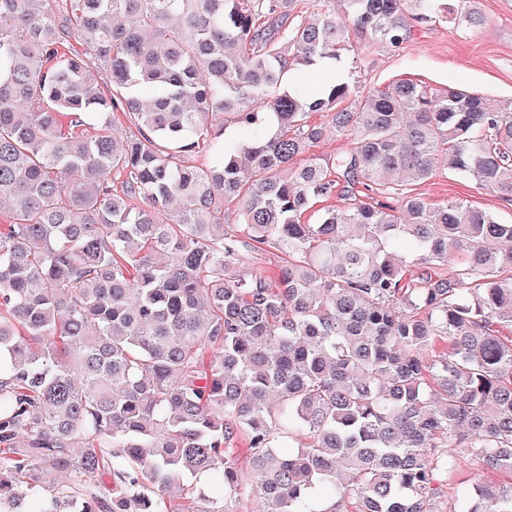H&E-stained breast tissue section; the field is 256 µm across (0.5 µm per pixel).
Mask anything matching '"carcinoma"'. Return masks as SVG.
Returning <instances> with one entry per match:
<instances>
[{
  "mask_svg": "<svg viewBox=\"0 0 512 512\" xmlns=\"http://www.w3.org/2000/svg\"><path fill=\"white\" fill-rule=\"evenodd\" d=\"M295 2L0 0V512H224L201 477L262 512H512V224L408 190L512 200V101L344 106L351 36L480 15ZM313 112L350 137L326 166ZM408 188L414 189L413 193L421 194L431 203L465 200L475 207L495 213L501 222L512 223V201L494 192L478 189L473 183L458 179L442 166L431 179ZM483 473L477 469L476 466L471 465L467 460L461 459L458 461L455 470L448 475V483L450 487H456L462 481L464 485L470 486L482 480Z\"/></svg>",
  "mask_w": 512,
  "mask_h": 512,
  "instance_id": "carcinoma-1",
  "label": "carcinoma"
}]
</instances>
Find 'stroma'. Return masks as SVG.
<instances>
[{"label":"stroma","instance_id":"35a3bbf8","mask_svg":"<svg viewBox=\"0 0 512 512\" xmlns=\"http://www.w3.org/2000/svg\"><path fill=\"white\" fill-rule=\"evenodd\" d=\"M484 22L476 30L455 29L447 20L414 23L401 48L368 39L354 40L348 65L361 93L410 80L442 90L457 83L493 103L512 101V0H475ZM415 193L432 203L464 200L512 223V201L476 188L439 168L416 184Z\"/></svg>","mask_w":512,"mask_h":512}]
</instances>
